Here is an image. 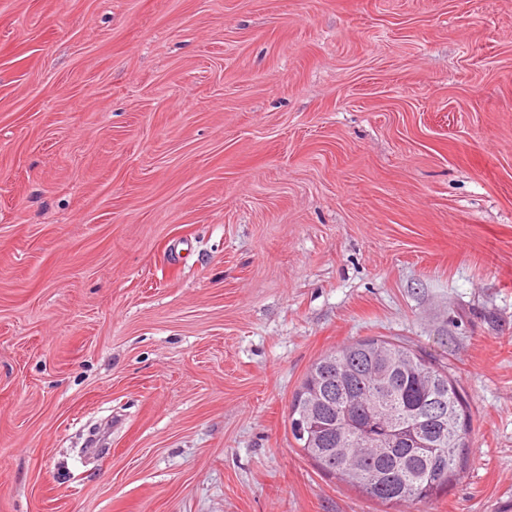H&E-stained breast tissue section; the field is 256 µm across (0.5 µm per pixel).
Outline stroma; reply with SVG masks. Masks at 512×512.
<instances>
[{
    "label": "stroma",
    "mask_w": 512,
    "mask_h": 512,
    "mask_svg": "<svg viewBox=\"0 0 512 512\" xmlns=\"http://www.w3.org/2000/svg\"><path fill=\"white\" fill-rule=\"evenodd\" d=\"M367 337L512 512V0H0V512H418L289 430Z\"/></svg>",
    "instance_id": "stroma-1"
}]
</instances>
